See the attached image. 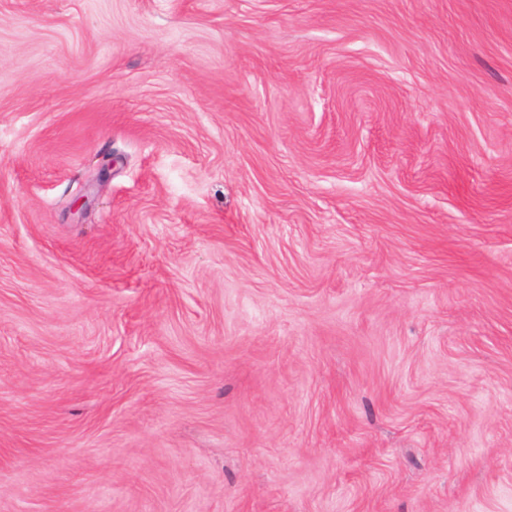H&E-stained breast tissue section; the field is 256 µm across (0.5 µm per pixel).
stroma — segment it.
I'll use <instances>...</instances> for the list:
<instances>
[{
  "mask_svg": "<svg viewBox=\"0 0 512 512\" xmlns=\"http://www.w3.org/2000/svg\"><path fill=\"white\" fill-rule=\"evenodd\" d=\"M0 512H512V0H0Z\"/></svg>",
  "mask_w": 512,
  "mask_h": 512,
  "instance_id": "35a3bbf8",
  "label": "stroma"
}]
</instances>
